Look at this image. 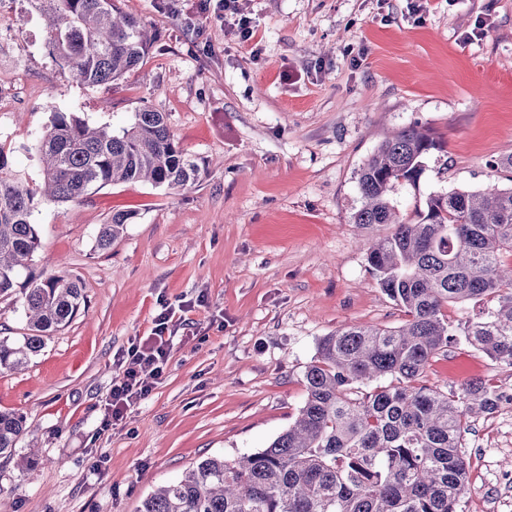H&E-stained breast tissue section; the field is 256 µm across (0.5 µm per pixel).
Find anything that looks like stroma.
Segmentation results:
<instances>
[{
    "label": "stroma",
    "instance_id": "obj_1",
    "mask_svg": "<svg viewBox=\"0 0 512 512\" xmlns=\"http://www.w3.org/2000/svg\"><path fill=\"white\" fill-rule=\"evenodd\" d=\"M200 0H119L155 33L117 84H71L27 0H0V144L26 183L35 136L53 113L118 130L162 112L202 166L195 184L107 185L34 213L35 273L80 279L85 309L20 371L0 372V410L33 431L0 458V512H138L199 460L263 449L305 399L323 336L346 324L398 326L404 314L367 260L386 224H353L357 173L393 131L445 143L400 211L432 192L512 180V0H239L217 21ZM247 16L251 38L238 19ZM131 214L98 250L100 224ZM184 308L155 388L104 429L128 348L163 306ZM481 378L512 390V367L455 336L425 380L444 391ZM459 512H512V406L469 421Z\"/></svg>",
    "mask_w": 512,
    "mask_h": 512
}]
</instances>
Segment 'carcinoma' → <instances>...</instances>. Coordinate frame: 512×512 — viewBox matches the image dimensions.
<instances>
[{
    "instance_id": "1",
    "label": "carcinoma",
    "mask_w": 512,
    "mask_h": 512,
    "mask_svg": "<svg viewBox=\"0 0 512 512\" xmlns=\"http://www.w3.org/2000/svg\"><path fill=\"white\" fill-rule=\"evenodd\" d=\"M44 18L52 55L71 82L112 84L144 58L152 33L115 0H28ZM442 143L415 125L386 137L358 173L355 224H389L368 262L405 319L393 328L346 325L323 337L306 366V398L268 447L227 460L206 457L180 480L148 494L139 512H458L467 488V421L491 415L501 391L477 378L445 392L424 381L430 361L463 336L512 367V185L429 194L402 215L392 195L415 186ZM34 149L40 182L17 181L0 145V297L22 290L25 336L0 337V371L38 355L67 327L85 294L78 279L37 275L34 212L80 202L94 188L149 182L168 189L197 182L201 167L175 141L164 113L144 109L116 132L70 112L53 113ZM131 216L100 225L107 250ZM487 299L485 316L457 326L444 309ZM26 417L0 412V456L29 431Z\"/></svg>"
}]
</instances>
